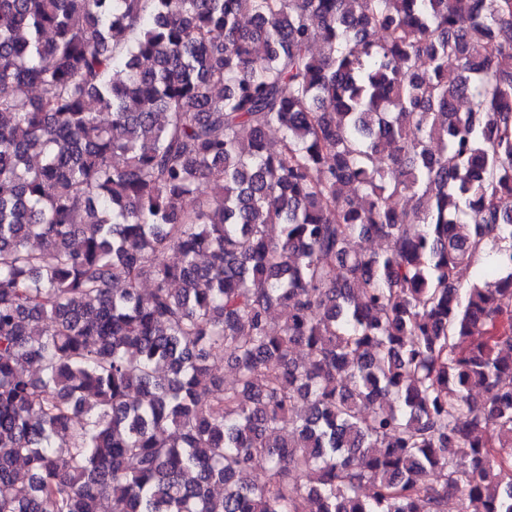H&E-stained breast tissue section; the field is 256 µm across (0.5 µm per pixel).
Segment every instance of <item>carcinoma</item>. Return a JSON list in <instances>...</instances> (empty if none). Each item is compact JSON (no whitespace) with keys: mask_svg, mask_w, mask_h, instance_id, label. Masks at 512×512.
I'll return each instance as SVG.
<instances>
[{"mask_svg":"<svg viewBox=\"0 0 512 512\" xmlns=\"http://www.w3.org/2000/svg\"><path fill=\"white\" fill-rule=\"evenodd\" d=\"M505 294L512 0H0V512H512Z\"/></svg>","mask_w":512,"mask_h":512,"instance_id":"carcinoma-1","label":"carcinoma"}]
</instances>
